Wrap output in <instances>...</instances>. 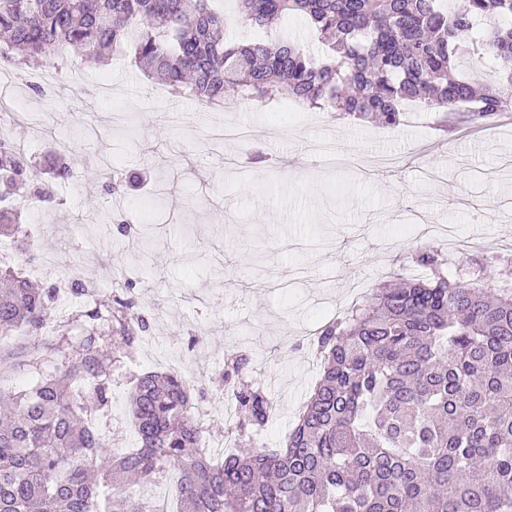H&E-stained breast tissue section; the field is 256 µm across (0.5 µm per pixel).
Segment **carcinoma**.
I'll return each mask as SVG.
<instances>
[{"label":"carcinoma","mask_w":512,"mask_h":512,"mask_svg":"<svg viewBox=\"0 0 512 512\" xmlns=\"http://www.w3.org/2000/svg\"><path fill=\"white\" fill-rule=\"evenodd\" d=\"M0 0V59L65 64L70 52L102 62L116 51L176 94L222 105L228 90L264 101L288 86L309 109L395 128L403 107L464 112L477 121L512 110V0ZM302 12L327 44L323 57L297 41L231 44L237 24L271 29ZM510 21L488 30L480 20ZM73 169L64 150L42 171L0 140V234L28 244L13 195L56 203ZM146 186L139 173L109 193ZM412 262L430 271L374 288L315 336L320 379L282 448L253 436L276 409L247 380L250 359L224 360L235 407L236 451L216 461L202 444L190 381L176 371L136 378L129 418L137 446L117 454L94 421L109 402L103 336L131 359L151 322L117 296L56 320V290L0 271V377L33 384L0 390V512H155L114 486L179 471L178 512H512V288H485L448 274L428 248ZM52 328L54 371L34 339Z\"/></svg>","instance_id":"obj_1"}]
</instances>
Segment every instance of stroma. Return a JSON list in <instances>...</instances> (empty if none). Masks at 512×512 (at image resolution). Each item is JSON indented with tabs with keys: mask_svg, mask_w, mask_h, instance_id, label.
I'll list each match as a JSON object with an SVG mask.
<instances>
[{
	"mask_svg": "<svg viewBox=\"0 0 512 512\" xmlns=\"http://www.w3.org/2000/svg\"><path fill=\"white\" fill-rule=\"evenodd\" d=\"M13 75L0 66V95L39 114L42 129L66 144L74 176L57 187L60 204L49 216L28 213L43 231L30 253L12 249L7 266L25 274L50 253L64 265H88L99 298L128 293L136 311L153 309L146 345L135 360L113 364L109 403L97 418L123 445L134 443L135 378L170 367L194 378L205 438H223L215 377L228 352L242 350L254 358L251 380L279 408L255 444L282 446L319 378L309 351L315 330L356 292L411 267L412 254L435 243L429 225L477 237L481 251L451 259L461 277L483 268L489 286L512 285L495 253L498 240L512 238V177L502 168L512 123L498 116L477 130L464 117L449 124L423 112L385 135L366 119L288 111L280 94L236 113L250 131L237 144L216 135L222 112L171 95L127 59L76 64L51 109L24 82L8 85ZM323 137L336 138L352 166L316 165L306 145ZM256 151L265 163H247ZM102 158L121 172L151 168L167 189L112 197L93 172ZM193 334L204 343L192 351Z\"/></svg>",
	"mask_w": 512,
	"mask_h": 512,
	"instance_id": "obj_1",
	"label": "stroma"
}]
</instances>
